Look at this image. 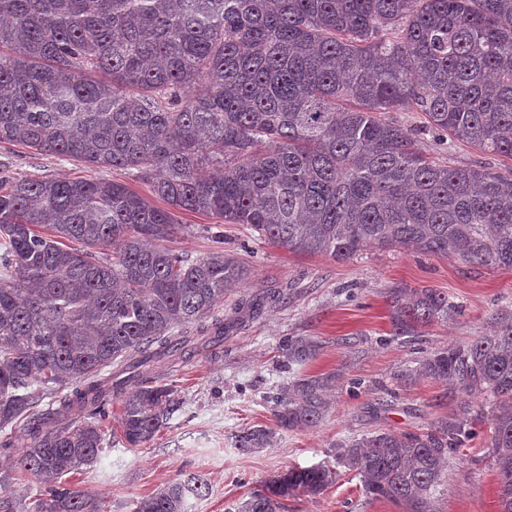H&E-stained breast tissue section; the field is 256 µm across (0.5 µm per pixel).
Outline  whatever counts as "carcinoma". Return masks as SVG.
Wrapping results in <instances>:
<instances>
[{"label": "carcinoma", "instance_id": "carcinoma-1", "mask_svg": "<svg viewBox=\"0 0 512 512\" xmlns=\"http://www.w3.org/2000/svg\"><path fill=\"white\" fill-rule=\"evenodd\" d=\"M384 112H420L425 125ZM424 130L512 160V0H0V143L134 169L168 205L110 180L0 184V428L21 420L27 432L17 464L38 493L26 512H99L66 485L103 448L94 419L116 393L123 440L150 441L181 405L154 364L192 347L189 326L205 329L246 278L229 253L167 247L177 211L338 263L402 248L512 270V175L427 156ZM387 302L391 336L406 342L458 313L437 288L401 284ZM285 351L305 362L318 345L290 339ZM400 377L489 399L501 512H512V315ZM335 385L334 373L304 375L268 393L278 428L317 426ZM61 391L86 418L49 429L54 412L39 405ZM471 410L339 443L336 463L371 501L436 512ZM275 438L252 427L235 443L252 453ZM337 475L291 467L233 512H283ZM208 493L187 474L134 512H189Z\"/></svg>", "mask_w": 512, "mask_h": 512}]
</instances>
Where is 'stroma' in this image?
Masks as SVG:
<instances>
[{
	"instance_id": "obj_1",
	"label": "stroma",
	"mask_w": 512,
	"mask_h": 512,
	"mask_svg": "<svg viewBox=\"0 0 512 512\" xmlns=\"http://www.w3.org/2000/svg\"><path fill=\"white\" fill-rule=\"evenodd\" d=\"M428 155L451 165L502 167L506 158L481 153L454 141L439 144L421 136ZM16 177L116 180L149 195L146 182L125 171L87 167L54 154H37L0 144V178ZM169 245L202 257L233 252L248 276L224 297L215 313L229 316L236 303L278 292L260 314L244 317L226 331L224 341L190 359L165 360L154 370L159 383L177 391L182 406L166 428L137 448L121 438V402L113 400L105 422L106 442L93 465L69 476L70 484L95 497L100 512H133L137 500L189 472L205 474L207 497L195 512H226L274 475L294 466L333 462L337 444L372 431H414L447 414L449 402L470 403L480 413L476 437L452 454L436 499L437 512H499L498 475L490 444V411L448 385L422 378L406 383L399 371L415 367L423 353L464 344L489 335L496 314L512 312L511 270H470L452 258L423 256L399 248L370 250L338 263L324 256L294 255L250 237L240 224L197 213L180 212ZM399 284L437 288L459 304L461 314L424 331L409 344L390 335L388 288ZM318 344L313 359L288 362V338ZM333 372L336 387L317 427L278 434L273 447L245 453L234 445L240 430L275 428L265 400L271 389L303 375ZM387 407H379V400ZM285 512H404L390 501L368 500L359 476L339 467L335 481L315 496L288 499Z\"/></svg>"
}]
</instances>
